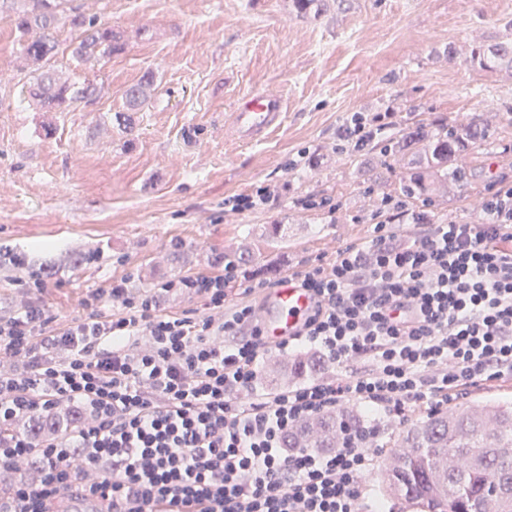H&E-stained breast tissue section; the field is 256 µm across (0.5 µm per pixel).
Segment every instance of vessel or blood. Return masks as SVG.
I'll return each mask as SVG.
<instances>
[{"label":"vessel or blood","mask_w":512,"mask_h":512,"mask_svg":"<svg viewBox=\"0 0 512 512\" xmlns=\"http://www.w3.org/2000/svg\"><path fill=\"white\" fill-rule=\"evenodd\" d=\"M285 103L274 93L261 91L242 96L231 114L233 135L252 142L278 127L283 119ZM313 306L311 294L287 277H280L268 305L256 313L260 330L270 342L294 335Z\"/></svg>","instance_id":"1"}]
</instances>
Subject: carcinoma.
Segmentation results:
<instances>
[{
    "mask_svg": "<svg viewBox=\"0 0 512 512\" xmlns=\"http://www.w3.org/2000/svg\"><path fill=\"white\" fill-rule=\"evenodd\" d=\"M17 3L16 27L30 38L23 45L26 61L47 63L56 54L57 30L67 20L79 31L73 53L79 61L98 60L123 49L121 36L110 26L86 20L69 0H0ZM512 63V40L489 52L474 54L473 66L493 69ZM149 77L131 86L125 94L128 112H138L150 96ZM91 84L77 87L54 70L47 69L29 87V96L47 112H63L74 102L93 95ZM484 134L471 125L448 127L437 132H408L385 152H410L426 160L427 167L452 171L462 181L466 172L453 167L456 156L477 152ZM428 191L427 174L422 167L409 170L401 188L405 197H419ZM79 414L55 413L51 418L30 420L28 431L57 434L77 423ZM366 423L360 412L347 407L321 416L316 427L300 424L284 437L286 448H334L341 428ZM404 451L392 456L382 475L380 499L384 503L403 500L421 512H483L486 500L495 501L496 512H512V402H489L477 408L457 407L439 411L403 432Z\"/></svg>",
    "mask_w": 512,
    "mask_h": 512,
    "instance_id": "carcinoma-1",
    "label": "carcinoma"
}]
</instances>
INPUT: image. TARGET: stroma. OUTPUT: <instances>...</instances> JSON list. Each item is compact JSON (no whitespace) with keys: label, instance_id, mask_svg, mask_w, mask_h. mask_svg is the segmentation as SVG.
Segmentation results:
<instances>
[{"label":"stroma","instance_id":"obj_1","mask_svg":"<svg viewBox=\"0 0 512 512\" xmlns=\"http://www.w3.org/2000/svg\"><path fill=\"white\" fill-rule=\"evenodd\" d=\"M76 3L121 32L125 46L80 63L62 27L52 66L97 88L63 112L29 99L40 71L22 58L12 13H0L2 315L38 301L75 319L112 279L132 274L144 292L217 273L246 247L259 278L282 274L287 260L328 261L372 235L378 196L439 223L482 224L491 185L512 181V66L471 64L505 41L512 0H324L306 12L294 0ZM148 75L151 97L142 111H125L127 88ZM259 90L283 98L284 121L260 142H238L225 131L233 104ZM356 112L392 113L380 144L419 125L480 123L482 150L461 157L470 188L433 177L427 196L404 199V160L380 144L337 149ZM264 185L277 186L274 201L225 213L229 199ZM311 196L331 200L336 213L302 207ZM39 269L46 288L25 287Z\"/></svg>","mask_w":512,"mask_h":512}]
</instances>
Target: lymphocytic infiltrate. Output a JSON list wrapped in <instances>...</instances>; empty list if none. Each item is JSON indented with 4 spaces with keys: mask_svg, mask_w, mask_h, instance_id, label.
<instances>
[{
    "mask_svg": "<svg viewBox=\"0 0 512 512\" xmlns=\"http://www.w3.org/2000/svg\"><path fill=\"white\" fill-rule=\"evenodd\" d=\"M485 224L426 223L384 197L365 244L327 264L292 270L316 303L275 348L318 347L338 373L288 390L257 389L273 346L249 302L270 290L227 264L133 295L128 278L92 291L84 317L63 320L31 303L0 316V473L39 459L43 480L15 482L0 512H52L64 493L112 512H370L364 476L383 453L377 427L343 433L333 453L286 450L297 423L350 403L406 424L482 381L512 383V185L494 186ZM410 224L397 235L390 225ZM165 294L199 295L204 314L164 313ZM121 306V314L110 311ZM148 337L149 351L136 350ZM66 400L83 422L49 440L16 421L50 416ZM95 468L99 480L85 481Z\"/></svg>",
    "mask_w": 512,
    "mask_h": 512,
    "instance_id": "f902f5d3",
    "label": "lymphocytic infiltrate"
}]
</instances>
